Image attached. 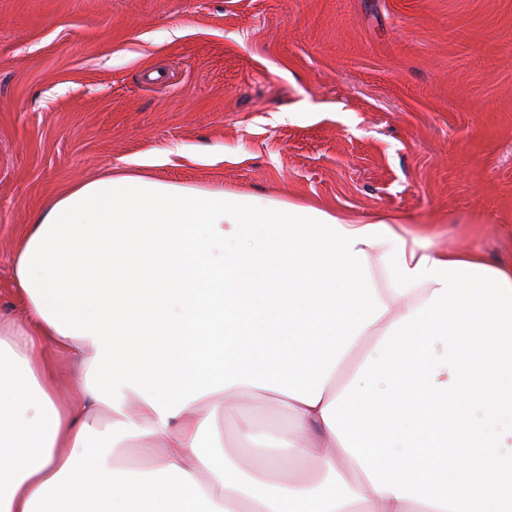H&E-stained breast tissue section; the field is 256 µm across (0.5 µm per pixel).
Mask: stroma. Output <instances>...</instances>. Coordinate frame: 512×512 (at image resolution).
I'll return each instance as SVG.
<instances>
[{
	"label": "stroma",
	"mask_w": 512,
	"mask_h": 512,
	"mask_svg": "<svg viewBox=\"0 0 512 512\" xmlns=\"http://www.w3.org/2000/svg\"><path fill=\"white\" fill-rule=\"evenodd\" d=\"M441 224L512 254V0H0V315L107 171Z\"/></svg>",
	"instance_id": "stroma-1"
}]
</instances>
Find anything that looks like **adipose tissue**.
I'll return each mask as SVG.
<instances>
[{"instance_id":"1","label":"adipose tissue","mask_w":512,"mask_h":512,"mask_svg":"<svg viewBox=\"0 0 512 512\" xmlns=\"http://www.w3.org/2000/svg\"><path fill=\"white\" fill-rule=\"evenodd\" d=\"M442 234L135 174L55 197L0 323V512H512V257ZM236 413L254 414L263 419V425L270 431H281L286 426V417L280 415L278 417L269 418L265 413V404L262 396L244 401Z\"/></svg>"}]
</instances>
